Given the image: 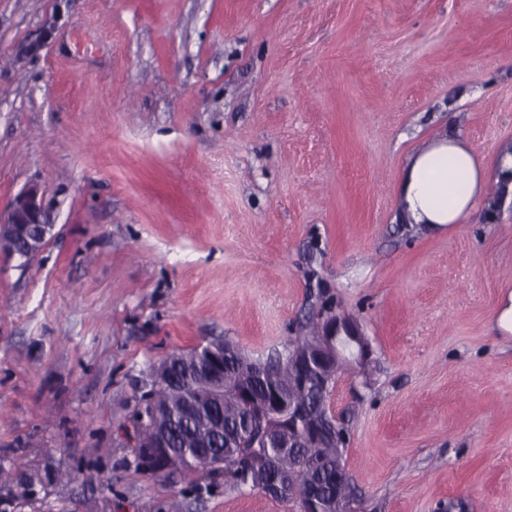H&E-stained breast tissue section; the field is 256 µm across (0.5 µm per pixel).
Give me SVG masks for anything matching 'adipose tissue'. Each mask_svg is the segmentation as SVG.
<instances>
[{
  "label": "adipose tissue",
  "instance_id": "1",
  "mask_svg": "<svg viewBox=\"0 0 512 512\" xmlns=\"http://www.w3.org/2000/svg\"><path fill=\"white\" fill-rule=\"evenodd\" d=\"M491 183L512 195V147L501 149L490 168L461 136L442 134L417 150L403 169L399 219L431 230L459 228L486 200Z\"/></svg>",
  "mask_w": 512,
  "mask_h": 512
}]
</instances>
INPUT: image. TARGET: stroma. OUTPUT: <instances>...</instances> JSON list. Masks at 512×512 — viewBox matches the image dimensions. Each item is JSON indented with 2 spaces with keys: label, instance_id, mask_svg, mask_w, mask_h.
I'll return each instance as SVG.
<instances>
[{
  "label": "stroma",
  "instance_id": "35a3bbf8",
  "mask_svg": "<svg viewBox=\"0 0 512 512\" xmlns=\"http://www.w3.org/2000/svg\"><path fill=\"white\" fill-rule=\"evenodd\" d=\"M454 128L512 145V0H0V512H296L136 466L150 366L228 341L266 359L356 319L338 373L356 512H512V198L400 223L401 170ZM47 214L41 187L32 183L23 188L8 211L0 213V253L23 260L39 253L54 227Z\"/></svg>",
  "mask_w": 512,
  "mask_h": 512
}]
</instances>
